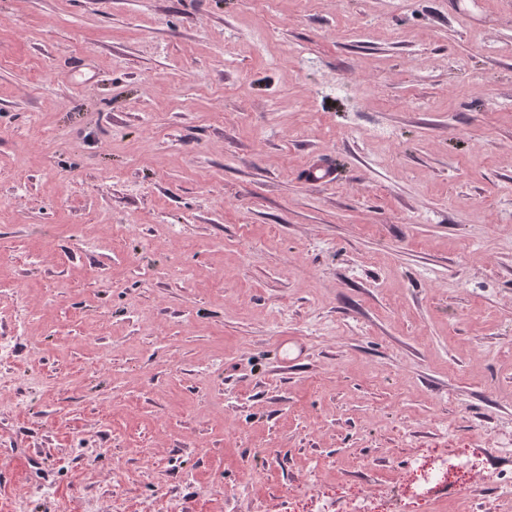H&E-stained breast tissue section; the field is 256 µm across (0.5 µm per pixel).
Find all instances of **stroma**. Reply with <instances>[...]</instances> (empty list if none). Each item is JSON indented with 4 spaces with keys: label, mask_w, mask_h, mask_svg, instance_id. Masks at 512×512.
<instances>
[{
    "label": "stroma",
    "mask_w": 512,
    "mask_h": 512,
    "mask_svg": "<svg viewBox=\"0 0 512 512\" xmlns=\"http://www.w3.org/2000/svg\"><path fill=\"white\" fill-rule=\"evenodd\" d=\"M510 438L512 0H0V512H512Z\"/></svg>",
    "instance_id": "obj_1"
}]
</instances>
